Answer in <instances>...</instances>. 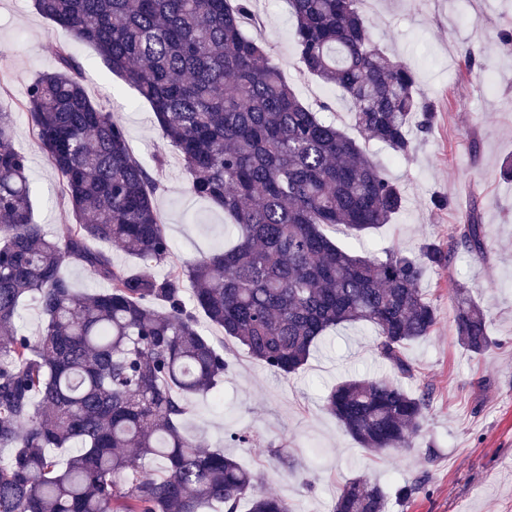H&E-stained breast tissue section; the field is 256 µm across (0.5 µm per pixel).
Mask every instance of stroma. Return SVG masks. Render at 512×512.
<instances>
[{"instance_id": "35a3bbf8", "label": "stroma", "mask_w": 512, "mask_h": 512, "mask_svg": "<svg viewBox=\"0 0 512 512\" xmlns=\"http://www.w3.org/2000/svg\"><path fill=\"white\" fill-rule=\"evenodd\" d=\"M253 10L262 24L247 27V34L266 42L298 98L328 106L337 125L354 133L343 93L300 71L287 0H253ZM363 10L373 41L413 67L434 119L429 132L411 131L408 158H395L376 142L365 145L403 187V210L359 239L342 226L327 228V235L357 253L414 252L427 239L447 242L473 211L488 233L486 260L460 250L447 270L427 271L420 282L438 321L430 336L407 345L415 376L404 385L430 396L423 429L409 448L370 453L326 411L327 392L346 377L391 376L370 347L372 327L337 328L299 374L284 377L225 342L223 330L204 319L201 331L224 344L230 370L220 400L192 398L184 427L202 447L224 450L253 469L260 490L278 494L295 512H332L343 485L358 475L383 488L386 512H512V181L499 172L512 156V45L498 38L512 32V0H369ZM61 44L81 61L91 101L121 121L131 151L157 173L156 206L174 261L229 244L223 212L188 192L181 158L164 145L154 112L137 90L113 75L92 46L42 17L34 0H0V110L12 113L15 143L29 159L35 222L52 229L71 218L61 180L21 108L27 85L55 68ZM466 49L476 59L471 70L463 64ZM437 196L451 197L450 208L434 209ZM457 284L471 290L490 322L494 344L478 356L457 339L448 296ZM235 431L248 432L252 443L230 441ZM282 444L295 469L271 457ZM414 481L421 482L420 493L401 500L399 486Z\"/></svg>"}]
</instances>
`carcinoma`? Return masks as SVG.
I'll list each match as a JSON object with an SVG mask.
<instances>
[{
	"instance_id": "1",
	"label": "carcinoma",
	"mask_w": 512,
	"mask_h": 512,
	"mask_svg": "<svg viewBox=\"0 0 512 512\" xmlns=\"http://www.w3.org/2000/svg\"><path fill=\"white\" fill-rule=\"evenodd\" d=\"M363 0H288L300 69L339 87L358 133L396 156L413 151L408 127L434 112L415 72L376 46ZM40 14L92 45L102 63L152 106L164 142L182 159L188 191L234 220L236 243L172 263L155 197L160 182L131 152L123 124L86 94L82 63L64 46L56 69L35 77L23 103L34 139L58 173L73 221L52 232L33 219L28 158L0 111V512H294L255 492L257 475L202 448L182 420L193 396L224 382V351L197 314L268 369L299 373L327 331L377 330L372 351L401 378L414 374L405 345L430 335L437 309L418 285L488 236L476 213L448 244L357 255L325 233L355 235L390 223L401 188L359 142L304 105L262 40L244 30L252 0H35ZM98 241L163 276L112 263ZM108 283L70 287L64 263ZM193 285L184 294L185 283ZM459 343L479 355L489 321L469 289H451ZM36 303L32 339L15 324ZM389 378L351 376L326 408L368 452L411 447L429 408ZM382 488L343 486L333 512H384Z\"/></svg>"
}]
</instances>
